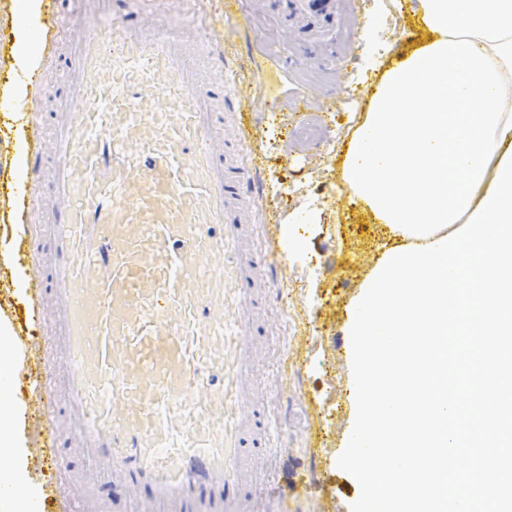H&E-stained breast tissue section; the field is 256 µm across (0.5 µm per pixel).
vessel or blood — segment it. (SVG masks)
<instances>
[{"label": "vessel or blood", "mask_w": 512, "mask_h": 512, "mask_svg": "<svg viewBox=\"0 0 512 512\" xmlns=\"http://www.w3.org/2000/svg\"><path fill=\"white\" fill-rule=\"evenodd\" d=\"M130 3L85 0L107 27L67 44L52 110L22 119L50 128L51 176L37 143L10 170L16 198L43 178L52 199L36 209L49 277L24 287L49 298L64 380L43 365L30 380L67 404L38 408L40 456L80 512H107L114 486L138 512H231L269 451L254 375L266 257L243 220L268 198L225 161L223 43Z\"/></svg>", "instance_id": "b4317fda"}]
</instances>
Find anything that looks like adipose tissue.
<instances>
[{"mask_svg": "<svg viewBox=\"0 0 512 512\" xmlns=\"http://www.w3.org/2000/svg\"><path fill=\"white\" fill-rule=\"evenodd\" d=\"M425 38L385 70L353 125L343 183L396 246L464 225L512 148V0H410ZM26 22L15 63L39 66L42 0H14ZM0 408V512H30L24 440Z\"/></svg>", "mask_w": 512, "mask_h": 512, "instance_id": "ef3b65f1", "label": "adipose tissue"}]
</instances>
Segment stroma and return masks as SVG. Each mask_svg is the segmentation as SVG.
<instances>
[{"label":"stroma","instance_id":"obj_1","mask_svg":"<svg viewBox=\"0 0 512 512\" xmlns=\"http://www.w3.org/2000/svg\"><path fill=\"white\" fill-rule=\"evenodd\" d=\"M330 22L291 12L277 0H239L229 25H221L224 0H145L147 14L166 16L185 36L208 34L224 39L229 65L241 79L226 92L244 115L235 152L238 165L263 176L275 201L252 220L254 247L278 256L280 231L288 221L312 215L303 225L306 250L276 265L286 292L272 293L263 310L266 328L260 351V403L269 416L273 448L258 468L266 481L240 504V512H350L356 487L338 465L347 446L350 366L343 325L347 305L368 272L385 238L360 204L337 197L343 136L352 113L365 111L366 92L376 80L377 59H396L422 40L408 12L397 13L396 29L379 18L378 0H333ZM58 23L44 11L38 48L44 57L45 82L33 93V106L49 110L59 89L55 54L59 44L96 26L83 0H63ZM20 21L13 0H0V164L9 162L16 146L15 107L6 96ZM364 76L357 99L346 103L350 75ZM277 101L270 110L268 101ZM329 128L327 141L308 131L288 133L298 108ZM18 205L9 180L0 179V322L14 327L24 365L55 359L52 324L29 320L32 306H45L21 286L37 277L36 257L17 236ZM27 471L46 512H68L66 472L47 474L35 448H27Z\"/></svg>","mask_w":512,"mask_h":512}]
</instances>
